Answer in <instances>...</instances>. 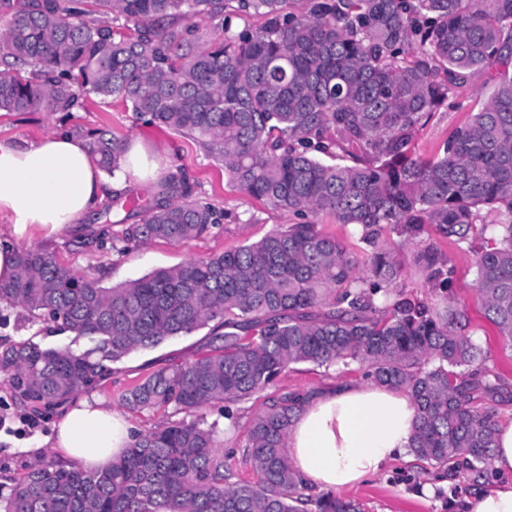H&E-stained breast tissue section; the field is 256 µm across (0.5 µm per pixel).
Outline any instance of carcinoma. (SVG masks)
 <instances>
[{
  "label": "carcinoma",
  "instance_id": "cac0c4a2",
  "mask_svg": "<svg viewBox=\"0 0 512 512\" xmlns=\"http://www.w3.org/2000/svg\"><path fill=\"white\" fill-rule=\"evenodd\" d=\"M0 111L71 112L75 87L197 138L229 183L275 208L328 213L354 226L360 259L315 221L276 226L262 239L104 287L22 249L0 282V306H19L92 347L0 344V374L14 402L50 413L90 392L136 349L206 326L208 351L157 369L121 391L131 412L185 418L136 433L106 467L39 459L0 484V512H359L351 499L300 482L288 428L307 395L265 398L246 431L256 476L241 482L218 424L200 412L260 398L289 366L358 362L375 384L405 390L416 411L411 452L431 464L458 459L481 475L496 420L472 406L500 385L463 333L454 266L429 232L475 253V288L512 342V0H3ZM244 15L262 27L237 30ZM213 26L201 29L203 20ZM498 68L443 152L413 141L424 118L467 83ZM86 136L115 174L126 141ZM179 197L169 201V194ZM184 180L164 184L141 222L125 211L112 242L179 243L223 219L193 200ZM80 244L111 237V212ZM492 246L476 248L475 235ZM411 244L404 257L391 248ZM438 293L427 304L399 288L405 267ZM193 419H187V416Z\"/></svg>",
  "mask_w": 512,
  "mask_h": 512
}]
</instances>
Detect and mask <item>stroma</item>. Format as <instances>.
I'll return each instance as SVG.
<instances>
[{
    "instance_id": "35a3bbf8",
    "label": "stroma",
    "mask_w": 512,
    "mask_h": 512,
    "mask_svg": "<svg viewBox=\"0 0 512 512\" xmlns=\"http://www.w3.org/2000/svg\"><path fill=\"white\" fill-rule=\"evenodd\" d=\"M490 73L475 75L457 89L447 105L432 112L419 128L414 143L425 158L441 153L456 127L464 125L469 109L490 87ZM81 108L70 114L44 112H0V138L36 141L54 129L82 127L90 131L101 127L117 137L139 141L161 155L170 170L186 176L196 199L210 203L223 212L224 220L214 233L197 239L172 243L156 239L145 244H129L125 250H113L111 244L79 247L69 234L44 241L32 236L20 241V248H40L52 252L57 261L87 278L100 280L109 287L136 280L160 267H173L191 258H205L260 240L280 224L300 223L295 213L275 208L250 197L230 184L224 166L210 157L190 137L140 118L129 105L118 99H103L81 94ZM438 247L455 266L454 296L463 312L466 332L483 350L487 364L500 378L503 389L494 396H480L477 409H491L496 420L512 419V342L486 317L484 302L475 289V265L472 253L458 250L445 240ZM206 329L165 340L159 346L135 350L115 364L109 381L89 392V399L116 408L115 393L162 367L196 358L206 350ZM30 339L44 347L67 344L75 349L88 348L87 340H74L72 333L55 330L52 323L32 318L19 307L0 308V340ZM365 369L359 364L318 367L309 363L291 365L276 379L275 391L308 393L328 390L340 383H365ZM259 400L238 403V422L224 435V455L241 480L255 475L243 458L246 428L260 409ZM57 415L34 416L16 405L6 382L0 380V483L20 478L35 460L60 459L53 446ZM485 479L474 478L461 469L439 467L420 459H396L364 482L339 489V496L358 502L362 512H465V500L485 486Z\"/></svg>"
}]
</instances>
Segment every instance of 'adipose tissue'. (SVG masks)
Here are the masks:
<instances>
[{"label": "adipose tissue", "mask_w": 512, "mask_h": 512, "mask_svg": "<svg viewBox=\"0 0 512 512\" xmlns=\"http://www.w3.org/2000/svg\"><path fill=\"white\" fill-rule=\"evenodd\" d=\"M117 177L104 175L87 139L56 129L40 140L0 139V281L18 273L17 244L39 234L52 238L74 230L104 202L132 185L169 178L158 155L130 144ZM416 408L402 390L341 384L313 395L294 415L287 455L303 482L321 490L352 487L407 455ZM126 417L81 400L64 410L55 446L63 461L99 468L132 442ZM492 466L498 485L470 500L468 512H512V420L497 425Z\"/></svg>", "instance_id": "adipose-tissue-1"}]
</instances>
